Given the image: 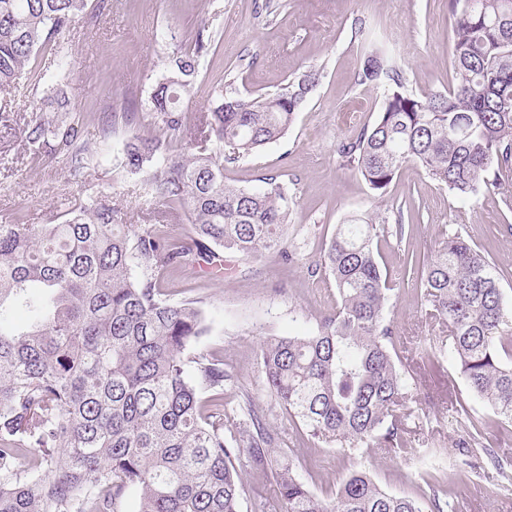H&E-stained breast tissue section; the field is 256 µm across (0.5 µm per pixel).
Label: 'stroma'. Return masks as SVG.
Instances as JSON below:
<instances>
[{
  "label": "stroma",
  "instance_id": "35a3bbf8",
  "mask_svg": "<svg viewBox=\"0 0 512 512\" xmlns=\"http://www.w3.org/2000/svg\"><path fill=\"white\" fill-rule=\"evenodd\" d=\"M452 23L448 0H108L96 23L77 25L67 35L71 64L60 73L70 116L93 148L86 180L70 181L66 155L25 144L23 119L37 110L44 90L21 84L0 109V224H58L68 210L104 192L126 223L142 230L165 224L173 235H183L186 214H170L145 196L140 175L124 169L120 159L130 137L158 134L143 101L165 74L169 57L188 49L199 25H208L213 51L201 59L199 91L184 105L190 117L206 111L211 87L229 77H237L238 91L258 95L318 71L319 82L288 134L224 170L228 182L243 188H261L273 175L287 183L294 256L254 260L226 251L221 272L197 265L177 269L164 285L166 294L175 301L202 299L211 326L191 352L223 361L235 376L234 393L252 396L267 424L285 436L297 475L318 495L334 494L341 480L362 466L385 490L412 495L422 472L436 467L447 477L455 512H512V493L492 479L485 451L462 455L469 442L465 410L474 401L450 357L447 336L420 305L415 280L401 275L405 247L430 260L441 231L460 226L471 243L488 252L512 303V210L505 205L512 187L492 188L476 202L462 203L409 164L379 197L337 154L344 137L374 122L382 103L380 92L356 82L363 40L377 41L398 60L413 92L443 93L454 80ZM115 112L132 118L102 133L100 118ZM398 206L412 229L409 244L393 238L382 249L397 279L387 313L402 338L404 357L412 361L413 381L401 413L405 436L420 455L379 450L361 458L336 447H311L295 436L268 395L259 345L272 336L316 332L336 300L335 288L315 268L319 248L344 219L364 214L390 219ZM425 347L434 348L437 362L421 360ZM242 478L248 492L241 512H281L272 480L247 469Z\"/></svg>",
  "mask_w": 512,
  "mask_h": 512
}]
</instances>
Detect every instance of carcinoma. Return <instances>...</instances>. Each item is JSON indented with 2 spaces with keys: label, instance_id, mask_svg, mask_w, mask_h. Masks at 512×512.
I'll return each mask as SVG.
<instances>
[{
  "label": "carcinoma",
  "instance_id": "1",
  "mask_svg": "<svg viewBox=\"0 0 512 512\" xmlns=\"http://www.w3.org/2000/svg\"><path fill=\"white\" fill-rule=\"evenodd\" d=\"M449 9L456 82L446 93H413L401 65L362 43L357 84L382 91V107L337 151L376 194L409 163L462 202L512 182V0H449ZM94 18L89 0H0V92L23 77L44 84L23 139L37 150L67 148L77 182L89 148L76 144L56 104L59 84L36 60L48 47L58 67L68 65L63 34ZM211 50L203 26L169 58L146 100L164 133L130 138L121 159L155 200L186 212L188 238L162 224L138 232L102 195L62 223L0 224V512H124L129 499L135 512H240L242 465L273 480L283 512H449L436 472L413 496L383 490L365 469L333 497L319 496L295 476L251 396L229 423L221 400L233 376L224 363L190 355L210 333L204 301L167 299L164 277L199 261L217 269L221 249L288 256V186L275 177L262 190L227 183L213 148L228 147L238 162L278 141L319 81L307 71L257 96L216 85L195 145L182 103L197 94L199 61ZM388 234L373 217L339 225L318 260L336 288L334 313L312 335L259 346L267 391L315 447L409 452L399 413L409 364L386 316L395 291L381 262ZM405 267L417 273L426 314L448 329L473 400L497 427H512V307L496 268L462 228L442 234L423 267L407 251ZM17 306L30 312L24 331L10 326Z\"/></svg>",
  "mask_w": 512,
  "mask_h": 512
}]
</instances>
